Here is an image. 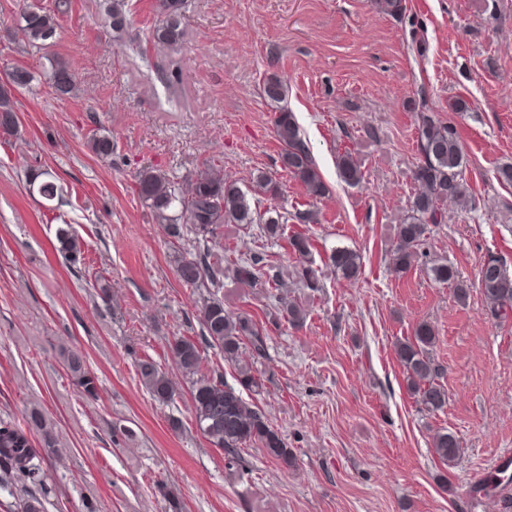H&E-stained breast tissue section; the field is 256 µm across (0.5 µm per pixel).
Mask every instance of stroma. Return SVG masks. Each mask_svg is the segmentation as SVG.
<instances>
[{
    "instance_id": "35a3bbf8",
    "label": "stroma",
    "mask_w": 512,
    "mask_h": 512,
    "mask_svg": "<svg viewBox=\"0 0 512 512\" xmlns=\"http://www.w3.org/2000/svg\"><path fill=\"white\" fill-rule=\"evenodd\" d=\"M70 3L50 52L80 84L61 97L18 29L19 0H0V71L35 76L16 95L18 134L0 136V419L19 423L38 407L53 423L47 512H512V467L492 466L512 453V319L487 315L478 285L488 255L512 270V184L497 177L512 165V0H407L402 21L375 0H187V40L170 55L146 42L155 0H129L122 46L103 0ZM170 63L180 70L171 86L160 74ZM273 74L330 189L324 198H309L277 162L276 112L260 95ZM422 94L458 130L478 208L448 206L446 223L428 227L425 256L397 274L390 251L410 212ZM459 99L469 111H452ZM100 126L114 143L106 162L86 146ZM346 152L362 165L359 185L337 175ZM209 161L261 207L275 201L289 214L279 239L257 224L224 225L225 263L257 253L286 280L263 294L225 277L219 297L262 329L265 353L247 345L232 364L208 346L202 365L231 385L243 367L261 378L244 397L283 434L289 468L255 446L236 456L213 447L170 355L175 338H200L209 293L175 271L176 252L196 250L194 232L171 243L136 176L156 167L183 184ZM41 171L63 185V203L30 193L28 177ZM262 171L277 199L255 188ZM309 210L314 222L300 223ZM65 223L83 242L74 265L55 249ZM296 233L311 240L317 289L297 276ZM336 247L360 254L356 283L327 266ZM438 263L467 280L466 301L430 278ZM98 274L108 296L92 286ZM282 296L309 305L302 326L284 319ZM422 321L437 331L432 356L448 392L436 413L408 392L393 347ZM66 349L85 354L97 397L78 392ZM146 356L173 382L170 402L143 386L136 362ZM443 429L463 448L452 467L432 450ZM492 477L488 497L481 483Z\"/></svg>"
}]
</instances>
